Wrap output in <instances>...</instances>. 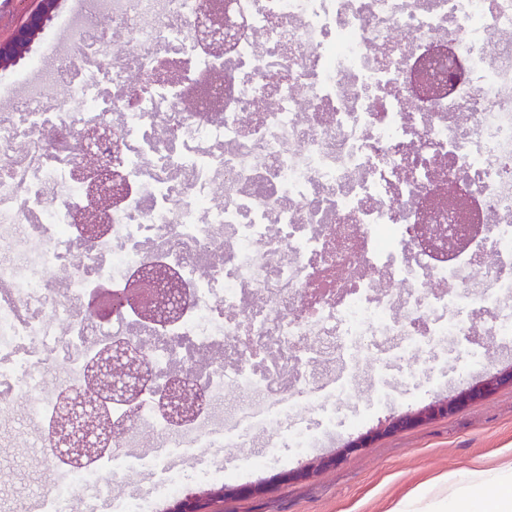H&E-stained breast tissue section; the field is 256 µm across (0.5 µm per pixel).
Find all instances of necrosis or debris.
<instances>
[{
    "instance_id": "1",
    "label": "necrosis or debris",
    "mask_w": 512,
    "mask_h": 512,
    "mask_svg": "<svg viewBox=\"0 0 512 512\" xmlns=\"http://www.w3.org/2000/svg\"><path fill=\"white\" fill-rule=\"evenodd\" d=\"M86 5L72 51L35 62L0 107V414L23 403L52 447L59 395L84 387L109 336L141 346L154 382L113 406L105 466L60 470L41 512H73L89 491L116 512H156L229 476L163 467L164 448L314 447L296 420L310 410L333 427L367 354L415 374L472 333L460 289L492 310L483 334L512 341V0H232L219 53L196 37L201 0ZM438 44L464 75L422 98L411 75ZM59 95L68 106L50 109ZM94 125L110 127L93 151L128 189L87 238L77 215L96 202L77 146ZM457 183L473 223L439 225L423 247L418 211ZM152 266L185 290L178 320L97 316ZM176 375L201 403L186 423L153 396ZM135 464L162 467L158 497L117 493Z\"/></svg>"
}]
</instances>
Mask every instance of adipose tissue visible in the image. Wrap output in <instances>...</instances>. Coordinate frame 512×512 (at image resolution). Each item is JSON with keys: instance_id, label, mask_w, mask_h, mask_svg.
<instances>
[{"instance_id": "1", "label": "adipose tissue", "mask_w": 512, "mask_h": 512, "mask_svg": "<svg viewBox=\"0 0 512 512\" xmlns=\"http://www.w3.org/2000/svg\"><path fill=\"white\" fill-rule=\"evenodd\" d=\"M439 484L448 494L432 502L433 512H512L511 460L479 465L464 481L451 473Z\"/></svg>"}]
</instances>
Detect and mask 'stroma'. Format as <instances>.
<instances>
[{"label": "stroma", "instance_id": "1", "mask_svg": "<svg viewBox=\"0 0 512 512\" xmlns=\"http://www.w3.org/2000/svg\"><path fill=\"white\" fill-rule=\"evenodd\" d=\"M469 342L486 348L487 354L485 362L468 370L453 354L444 361L425 362L416 376L402 363L385 368L373 358L363 359L359 371L368 379L364 391L341 406L330 442L305 453L287 447L272 452L257 438L245 454L237 448H198L190 455H172L170 461L188 467L198 458L235 471L231 486H265L259 494L215 500L206 512H387L406 496L414 498L415 512H426L435 478L449 472L463 477L477 463L512 457V386L451 415L380 436L312 478L286 481L282 475L313 458L335 454L393 416L419 411L512 366V344L496 348L487 336H473ZM0 429L7 434L0 441V512H17L22 505L34 510L56 474L53 459L31 448L34 435L22 411L1 421ZM271 452L276 462L247 471L245 455L261 458Z\"/></svg>", "mask_w": 512, "mask_h": 512}]
</instances>
